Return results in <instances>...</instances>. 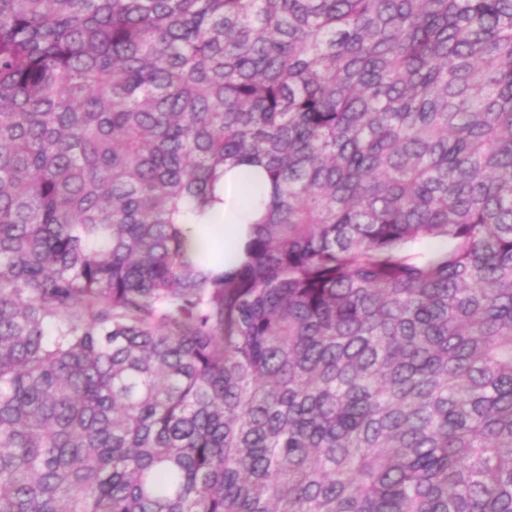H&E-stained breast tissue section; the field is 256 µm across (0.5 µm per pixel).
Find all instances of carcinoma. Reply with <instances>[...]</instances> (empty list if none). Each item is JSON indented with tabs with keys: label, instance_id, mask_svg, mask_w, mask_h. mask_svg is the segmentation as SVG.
<instances>
[{
	"label": "carcinoma",
	"instance_id": "carcinoma-1",
	"mask_svg": "<svg viewBox=\"0 0 512 512\" xmlns=\"http://www.w3.org/2000/svg\"><path fill=\"white\" fill-rule=\"evenodd\" d=\"M0 512H512V0H0ZM270 185L259 167L239 165L224 167V178L206 224H179L186 247L205 255L215 271H229L243 260V248L265 214Z\"/></svg>",
	"mask_w": 512,
	"mask_h": 512
}]
</instances>
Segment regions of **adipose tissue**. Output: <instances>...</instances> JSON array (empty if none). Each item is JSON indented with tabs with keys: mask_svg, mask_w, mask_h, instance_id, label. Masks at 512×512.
Listing matches in <instances>:
<instances>
[{
	"mask_svg": "<svg viewBox=\"0 0 512 512\" xmlns=\"http://www.w3.org/2000/svg\"><path fill=\"white\" fill-rule=\"evenodd\" d=\"M270 185L263 171L251 165L225 167L218 200L206 223L182 226L189 251L205 255L216 271H228L243 260L244 245L265 214Z\"/></svg>",
	"mask_w": 512,
	"mask_h": 512,
	"instance_id": "1",
	"label": "adipose tissue"
}]
</instances>
